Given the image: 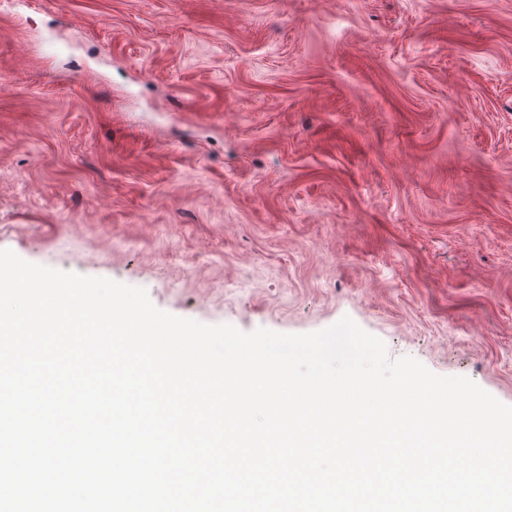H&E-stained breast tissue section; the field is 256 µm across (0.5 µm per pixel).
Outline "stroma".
I'll return each instance as SVG.
<instances>
[{"label":"stroma","mask_w":512,"mask_h":512,"mask_svg":"<svg viewBox=\"0 0 512 512\" xmlns=\"http://www.w3.org/2000/svg\"><path fill=\"white\" fill-rule=\"evenodd\" d=\"M0 249L512 405V0H0Z\"/></svg>","instance_id":"obj_1"}]
</instances>
